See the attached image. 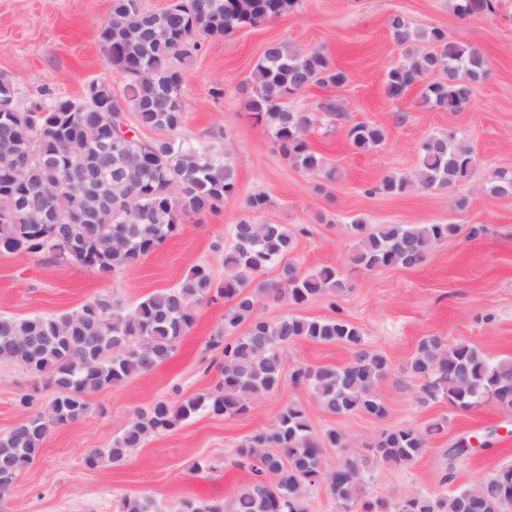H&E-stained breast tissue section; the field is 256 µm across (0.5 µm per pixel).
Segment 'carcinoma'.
Here are the masks:
<instances>
[{"instance_id": "carcinoma-1", "label": "carcinoma", "mask_w": 512, "mask_h": 512, "mask_svg": "<svg viewBox=\"0 0 512 512\" xmlns=\"http://www.w3.org/2000/svg\"><path fill=\"white\" fill-rule=\"evenodd\" d=\"M298 0H173L161 11L143 8L141 0H112L108 21L98 40L113 69L123 74L121 95L100 81L86 95L99 105L87 108L57 93L20 106L13 79L0 73V254L44 255L75 262L108 281L179 233L183 222L212 211L236 193L237 177L224 147L184 133L185 67L202 41L255 28L294 11ZM495 0H459L464 16L491 13ZM400 44L414 40L401 14L388 19ZM424 40L430 48L411 52L387 73L392 99L423 86L422 98L457 112L471 100L488 70L477 49L448 40L440 29ZM438 73L441 78L424 83ZM345 74L331 67L319 50H302L284 42L270 44L255 65L253 85L244 88L256 120L271 129L281 153L297 168L331 179L323 157L311 148L307 132L314 118L288 107V97L312 84L340 85ZM121 114L137 130L117 145L112 141L114 116ZM149 130L155 136L141 137ZM353 148L382 142L384 131L357 123L348 130ZM476 158L472 149L451 135L426 139L411 178L385 176L377 191L398 195L409 188H453L468 181ZM491 196L512 195V172H495L486 185ZM355 244L351 264L373 271L387 267H419L437 244L452 240L458 224H383L370 231L357 220L347 225ZM232 245L224 250V281H213L207 267L190 269L176 287L147 295L133 307L103 293L79 309L58 316H0V361L44 375L53 398L43 412L28 417L0 436V497L8 494L18 474L39 456L50 429L71 423L87 410V396L151 372L166 362L192 329L196 306L224 299L231 307L224 328L209 338L222 351V381L214 392L173 404L161 400L140 413L112 447L84 457L89 469L108 462L123 464L131 449L170 431L201 411L236 417L250 403L274 391L285 372L283 352L301 340L339 344L351 352L343 367L300 366L292 373L298 384L312 388L324 412L333 416L362 413L376 418L385 407L376 386L388 370L386 357L365 348L360 329L342 317L308 319L284 316L276 321L256 317L269 298L302 304L347 288L343 273L324 265L300 276L282 260L294 248L286 224H259L244 218L231 227ZM282 265L281 279L262 284L257 277ZM248 332L231 334L245 321ZM407 372L423 380L421 402H446L469 410L492 401L512 416V359L491 362L475 345L444 344L432 336L407 362ZM448 425L445 417L424 428L383 431L373 456L350 453L336 462L323 455L324 445L345 448L344 435L327 430L321 442L311 435L303 407L282 408L275 425L255 430L237 449L238 465L248 467L252 482L222 504L185 512H303L308 490L326 487L344 512H374L362 502L366 474L374 460L410 465L426 452L429 439ZM512 464L504 465L481 486L451 492H418L395 512H512Z\"/></svg>"}]
</instances>
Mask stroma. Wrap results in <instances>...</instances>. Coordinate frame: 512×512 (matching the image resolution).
<instances>
[{
	"instance_id": "obj_1",
	"label": "stroma",
	"mask_w": 512,
	"mask_h": 512,
	"mask_svg": "<svg viewBox=\"0 0 512 512\" xmlns=\"http://www.w3.org/2000/svg\"><path fill=\"white\" fill-rule=\"evenodd\" d=\"M111 2L0 0V71L20 88L21 104L48 91L80 98L94 80L122 90L125 78L109 65L98 41ZM394 13L404 15L415 30L442 29L449 40L485 55L488 73L462 111L433 107L416 88L398 100L386 95L388 71L405 59L404 46L387 25ZM283 40L322 50L347 75L343 85H313L288 100L290 109L314 113L309 141L334 169L333 180L294 167L267 129L248 116L242 89L268 44ZM183 101L187 134L199 140L223 137L237 170L235 195L216 211L185 220L179 234L108 281L73 262L26 253L0 255V315H60L104 292L132 305L179 285L197 265L223 281V248L231 243L230 229L247 216V198L263 193L269 204L258 222L285 224L295 233L288 263L302 273L336 266L349 287L342 295L302 305L267 300L258 317L339 316L357 326L367 348L389 361L376 387L386 413L374 418L323 412L313 391L295 384L290 372L306 365L340 367L351 353L341 345L303 340L285 352L288 374L279 387L256 398L249 413L225 417L199 412L171 431L149 436L130 450L124 464L87 469L89 451L111 447L137 414L156 401L180 402L215 389L221 353L207 342L223 326L228 304L205 301L167 362L89 395L84 416L50 430L40 456L0 499V512H118L125 496L150 500L152 512H184L188 501L198 506L231 502L250 483L247 471L232 464L236 448L254 430L274 425L278 411L291 403L305 409L315 436L340 430L348 448L360 453L383 430L447 418L445 433L433 437L415 463L373 464L365 481L368 502L391 507L414 492L451 491L512 464V417L490 403L471 411H457L444 402L420 403L421 382L405 371L419 343L430 336L448 344H474L492 360L512 358V196L493 198L485 191L495 170L512 171V0H497L494 12L479 16L460 15L455 0H299L293 12L274 21L203 41L187 64ZM330 101L336 103V113L324 111ZM360 122L381 127L385 140L354 149L347 131ZM449 132L475 153L477 166L467 183L451 191L376 192L385 175L412 176L422 142ZM460 196L469 200L463 211L455 206ZM356 220L372 226L460 224L465 232L438 244L422 266L367 271L349 262L354 242L347 226ZM475 226L480 234L467 237ZM24 393L36 396L31 408L19 404ZM52 396L46 378L0 362V435L30 413L45 410ZM483 434L490 435V447L449 455L460 439Z\"/></svg>"
}]
</instances>
